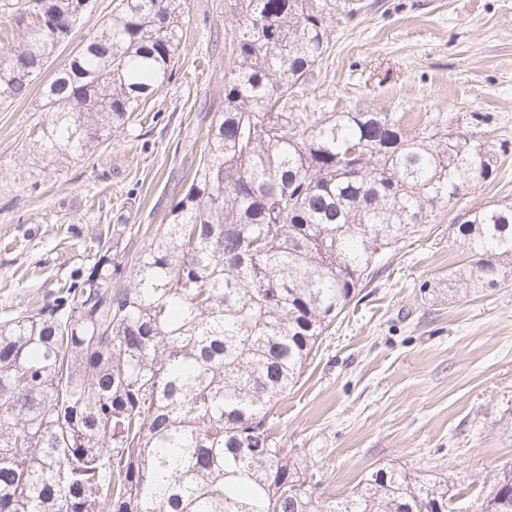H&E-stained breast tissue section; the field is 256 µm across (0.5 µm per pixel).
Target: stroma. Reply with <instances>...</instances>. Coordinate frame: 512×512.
I'll use <instances>...</instances> for the list:
<instances>
[{
    "label": "stroma",
    "mask_w": 512,
    "mask_h": 512,
    "mask_svg": "<svg viewBox=\"0 0 512 512\" xmlns=\"http://www.w3.org/2000/svg\"><path fill=\"white\" fill-rule=\"evenodd\" d=\"M242 0H186L172 81L88 158L33 151L37 96L0 109V321L85 270L107 225L158 227L203 148L200 115L224 106ZM332 49L292 112H398L442 120L492 148L479 206L512 198V0H330ZM439 207L378 258L299 383L276 406L280 447L318 469L324 499L391 464L447 478L453 512H479L512 471V286L448 298L469 249Z\"/></svg>",
    "instance_id": "obj_1"
}]
</instances>
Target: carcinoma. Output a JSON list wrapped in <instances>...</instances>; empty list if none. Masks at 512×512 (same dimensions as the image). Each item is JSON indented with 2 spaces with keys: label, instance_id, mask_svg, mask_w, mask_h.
Returning a JSON list of instances; mask_svg holds the SVG:
<instances>
[{
  "label": "carcinoma",
  "instance_id": "carcinoma-1",
  "mask_svg": "<svg viewBox=\"0 0 512 512\" xmlns=\"http://www.w3.org/2000/svg\"><path fill=\"white\" fill-rule=\"evenodd\" d=\"M224 110L168 222L133 251L115 224L88 271L0 323V512H448V480L379 467L324 501L271 439L274 408L378 250L494 178L476 136L387 112L285 111L328 59L319 0H244ZM88 0H20L0 107L22 103ZM185 0H116L40 90L36 147L79 159L170 82ZM360 168H354V163ZM448 296L512 276V201L467 209ZM483 512H512V475Z\"/></svg>",
  "mask_w": 512,
  "mask_h": 512
}]
</instances>
